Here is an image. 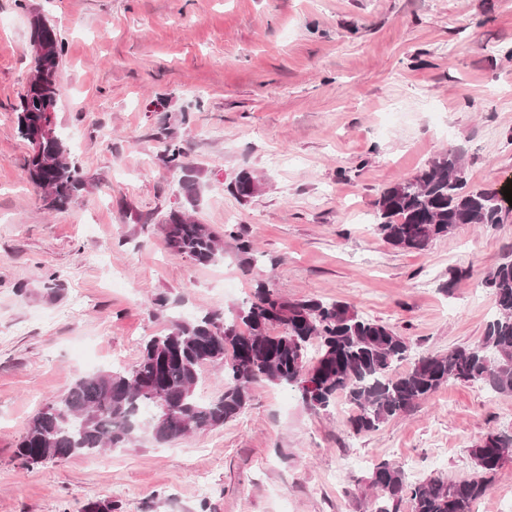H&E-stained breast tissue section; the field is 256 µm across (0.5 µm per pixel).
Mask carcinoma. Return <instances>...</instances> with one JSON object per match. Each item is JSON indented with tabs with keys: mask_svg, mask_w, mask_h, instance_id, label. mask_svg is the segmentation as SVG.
<instances>
[{
	"mask_svg": "<svg viewBox=\"0 0 512 512\" xmlns=\"http://www.w3.org/2000/svg\"><path fill=\"white\" fill-rule=\"evenodd\" d=\"M34 61L30 84L17 109V129L30 152L25 171L42 192L49 209L64 207L85 188L83 170L70 161L61 137L35 148V132L47 113L56 112L58 70L64 37L50 22L31 24ZM182 143L174 138L161 161L183 173L186 206L168 213L161 229L178 255L206 265L224 256V238L242 254L253 242L229 224L219 236L193 215L199 189L186 162ZM462 156L448 148L415 174L384 188L375 201L377 233L391 246L422 252L435 240L464 224L496 225L502 209L496 193L465 190ZM259 180L248 170L229 183L235 196H253ZM495 297L496 314L473 344L446 353L420 356L403 372L396 367L409 357L407 339L387 325L368 319L350 304L318 298L289 299L264 282L252 299L229 316L173 317L167 333L147 339L136 363L74 378L66 390L30 421L14 455L30 469L47 460L93 455L125 448L140 434L155 390L163 392L165 417L149 423L159 444L223 425L247 406L251 386L259 381L295 391L314 410H326L340 396L350 406L347 420L354 434L376 431L428 399L449 383H482L498 394L512 395V259H505L482 279ZM224 370V390L212 398L196 393L203 366ZM512 449V433L493 432L472 455L482 476L458 482L434 478L416 481L400 465H375L372 512H398L408 498L413 512H471L490 490V480Z\"/></svg>",
	"mask_w": 512,
	"mask_h": 512,
	"instance_id": "1",
	"label": "carcinoma"
}]
</instances>
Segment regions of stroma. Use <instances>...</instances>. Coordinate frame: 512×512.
Returning <instances> with one entry per match:
<instances>
[{
    "instance_id": "1",
    "label": "stroma",
    "mask_w": 512,
    "mask_h": 512,
    "mask_svg": "<svg viewBox=\"0 0 512 512\" xmlns=\"http://www.w3.org/2000/svg\"><path fill=\"white\" fill-rule=\"evenodd\" d=\"M36 15L65 39L57 130L90 180L59 210L27 180L16 124ZM510 47L512 0H0V512H371L379 462L477 476L472 448L512 431V395L480 383L368 434L344 401L315 411L260 382L236 419L170 444L145 432L30 469L14 450L73 378L131 367L172 316L241 308L261 280L349 303L415 357L482 336L496 305L480 281L512 257V217L409 252L376 233L374 203L449 147L468 188L505 187ZM172 136L197 218L236 224L254 254L228 239L198 265L169 248L159 225L184 202L160 160ZM243 169L261 180L246 199L227 189ZM455 267L470 274L452 284Z\"/></svg>"
}]
</instances>
